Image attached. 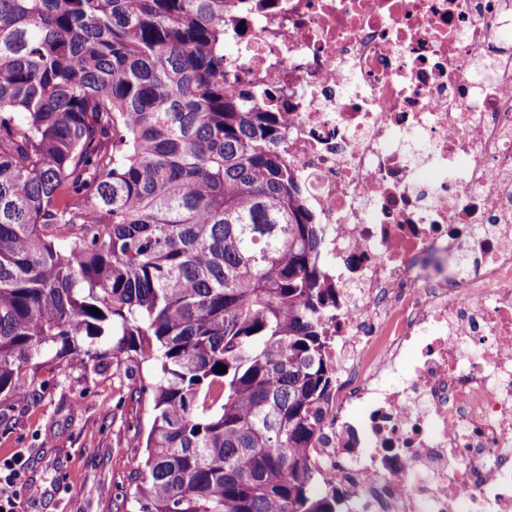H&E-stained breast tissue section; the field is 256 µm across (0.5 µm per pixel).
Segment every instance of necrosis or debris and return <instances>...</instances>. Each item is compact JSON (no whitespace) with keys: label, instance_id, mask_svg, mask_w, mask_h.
I'll return each mask as SVG.
<instances>
[{"label":"necrosis or debris","instance_id":"necrosis-or-debris-1","mask_svg":"<svg viewBox=\"0 0 512 512\" xmlns=\"http://www.w3.org/2000/svg\"><path fill=\"white\" fill-rule=\"evenodd\" d=\"M224 39L324 227L323 485L341 512H512V0H224Z\"/></svg>","mask_w":512,"mask_h":512}]
</instances>
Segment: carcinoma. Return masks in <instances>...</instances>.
Here are the masks:
<instances>
[{
    "mask_svg": "<svg viewBox=\"0 0 512 512\" xmlns=\"http://www.w3.org/2000/svg\"><path fill=\"white\" fill-rule=\"evenodd\" d=\"M322 246L224 0H0V404L50 350L152 363L136 512H339Z\"/></svg>",
    "mask_w": 512,
    "mask_h": 512,
    "instance_id": "carcinoma-1",
    "label": "carcinoma"
}]
</instances>
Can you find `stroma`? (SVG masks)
<instances>
[{
    "label": "stroma",
    "mask_w": 512,
    "mask_h": 512,
    "mask_svg": "<svg viewBox=\"0 0 512 512\" xmlns=\"http://www.w3.org/2000/svg\"><path fill=\"white\" fill-rule=\"evenodd\" d=\"M151 370L124 362L97 373L49 356L38 374L46 392L0 406V459L21 455L26 477L43 488L20 512H131L129 473L141 459L138 433L150 425L136 390Z\"/></svg>",
    "instance_id": "35a3bbf8"
}]
</instances>
